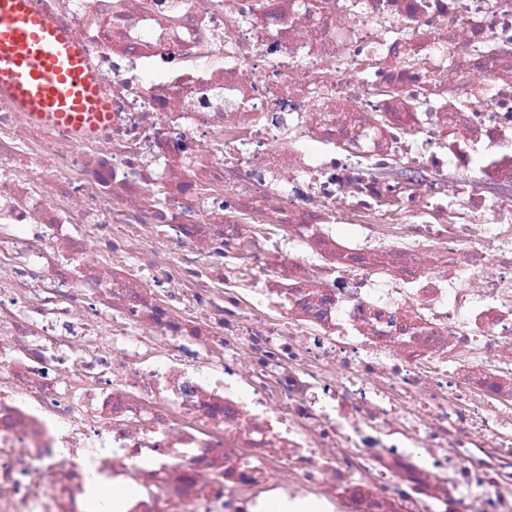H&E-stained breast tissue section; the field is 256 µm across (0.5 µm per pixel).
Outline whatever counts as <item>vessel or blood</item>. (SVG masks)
Returning <instances> with one entry per match:
<instances>
[{
    "mask_svg": "<svg viewBox=\"0 0 512 512\" xmlns=\"http://www.w3.org/2000/svg\"><path fill=\"white\" fill-rule=\"evenodd\" d=\"M85 48L43 15L30 0H0V84L38 117L79 127L107 119L109 104L83 63Z\"/></svg>",
    "mask_w": 512,
    "mask_h": 512,
    "instance_id": "obj_1",
    "label": "vessel or blood"
}]
</instances>
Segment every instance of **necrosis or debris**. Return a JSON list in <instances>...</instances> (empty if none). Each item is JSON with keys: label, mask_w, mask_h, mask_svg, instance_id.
I'll return each instance as SVG.
<instances>
[{"label": "necrosis or debris", "mask_w": 512, "mask_h": 512, "mask_svg": "<svg viewBox=\"0 0 512 512\" xmlns=\"http://www.w3.org/2000/svg\"><path fill=\"white\" fill-rule=\"evenodd\" d=\"M33 2L110 112L0 84V512H512V0ZM87 491L91 499L95 500L97 505L102 497H105L111 503V512H122L127 502L132 499L135 489L132 487L114 488L101 484V479L93 475L88 479Z\"/></svg>", "instance_id": "1"}]
</instances>
